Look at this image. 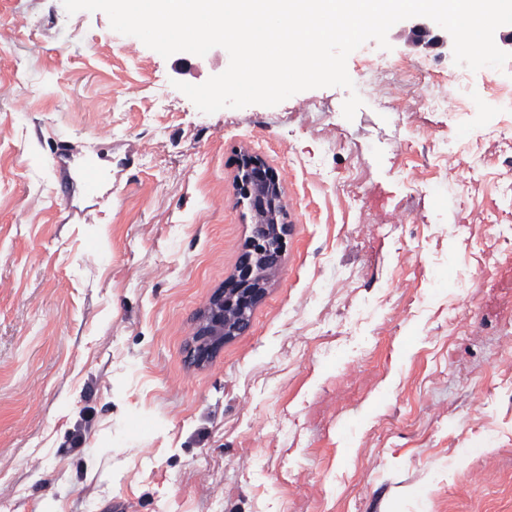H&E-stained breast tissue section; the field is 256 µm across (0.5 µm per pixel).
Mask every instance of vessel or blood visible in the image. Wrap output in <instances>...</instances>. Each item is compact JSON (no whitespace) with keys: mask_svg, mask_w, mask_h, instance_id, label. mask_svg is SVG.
<instances>
[{"mask_svg":"<svg viewBox=\"0 0 512 512\" xmlns=\"http://www.w3.org/2000/svg\"><path fill=\"white\" fill-rule=\"evenodd\" d=\"M57 178L61 188L77 187L81 196L99 202L106 197L104 189L112 173L83 148L70 144L60 155Z\"/></svg>","mask_w":512,"mask_h":512,"instance_id":"1","label":"vessel or blood"}]
</instances>
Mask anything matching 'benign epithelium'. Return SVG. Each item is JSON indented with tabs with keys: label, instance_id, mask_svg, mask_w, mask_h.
I'll return each mask as SVG.
<instances>
[{
	"label": "benign epithelium",
	"instance_id": "1",
	"mask_svg": "<svg viewBox=\"0 0 512 512\" xmlns=\"http://www.w3.org/2000/svg\"><path fill=\"white\" fill-rule=\"evenodd\" d=\"M236 191L237 201L247 205L251 215L250 237L235 273L213 293L197 319L190 347L197 364L249 331L252 310L265 298L270 283L265 271L276 273L282 266L289 221L278 175L261 156L244 151L237 160Z\"/></svg>",
	"mask_w": 512,
	"mask_h": 512
}]
</instances>
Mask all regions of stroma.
I'll return each mask as SVG.
<instances>
[{"label": "stroma", "instance_id": "obj_1", "mask_svg": "<svg viewBox=\"0 0 512 512\" xmlns=\"http://www.w3.org/2000/svg\"><path fill=\"white\" fill-rule=\"evenodd\" d=\"M408 26L349 76L422 63L456 91L452 46ZM228 65L129 46L101 11L0 0V512H512V371L493 365L512 116L485 98L512 60L466 73L464 111L361 86L350 121L341 87L213 114L177 88ZM75 140L114 172L93 224L53 178ZM245 149L281 180L282 270L249 332L196 366L195 318L251 231Z\"/></svg>", "mask_w": 512, "mask_h": 512}]
</instances>
